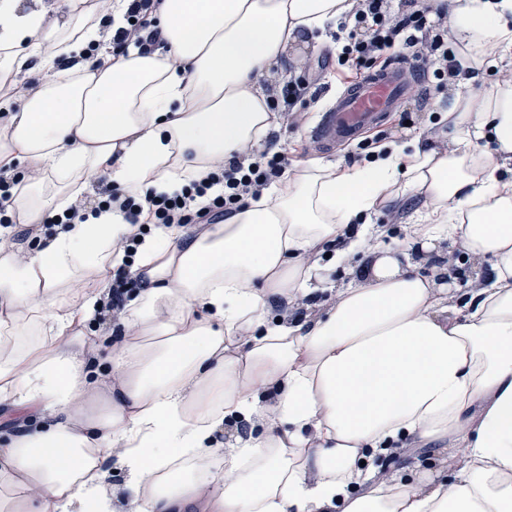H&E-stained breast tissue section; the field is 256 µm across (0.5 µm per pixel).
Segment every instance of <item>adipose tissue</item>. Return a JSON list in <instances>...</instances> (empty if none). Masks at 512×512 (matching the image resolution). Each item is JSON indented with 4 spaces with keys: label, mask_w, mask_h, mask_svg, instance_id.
Instances as JSON below:
<instances>
[{
    "label": "adipose tissue",
    "mask_w": 512,
    "mask_h": 512,
    "mask_svg": "<svg viewBox=\"0 0 512 512\" xmlns=\"http://www.w3.org/2000/svg\"><path fill=\"white\" fill-rule=\"evenodd\" d=\"M153 2L157 44L118 51L130 0H0V177L23 178L0 245V512H113L114 456L128 512H512V81L472 86L512 70V0H428L461 66L446 146L303 161L220 223L153 227L117 332L88 340L134 225L46 218L103 179L142 198L254 162L282 121L272 66L355 4ZM413 203L403 241L365 221ZM445 241L489 281L457 293ZM360 252L365 277L332 280ZM422 449L455 474L384 466Z\"/></svg>",
    "instance_id": "ef3b65f1"
}]
</instances>
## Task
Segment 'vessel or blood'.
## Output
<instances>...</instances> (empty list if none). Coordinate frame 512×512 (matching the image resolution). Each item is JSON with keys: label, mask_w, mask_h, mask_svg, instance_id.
Returning <instances> with one entry per match:
<instances>
[{"label": "vessel or blood", "mask_w": 512, "mask_h": 512, "mask_svg": "<svg viewBox=\"0 0 512 512\" xmlns=\"http://www.w3.org/2000/svg\"><path fill=\"white\" fill-rule=\"evenodd\" d=\"M420 73V67L407 60H392L367 73L323 113L313 131L315 142L331 146L357 139L366 127L382 122Z\"/></svg>", "instance_id": "vessel-or-blood-1"}]
</instances>
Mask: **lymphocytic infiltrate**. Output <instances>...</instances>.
I'll list each match as a JSON object with an SVG mask.
<instances>
[{"label":"lymphocytic infiltrate","mask_w":512,"mask_h":512,"mask_svg":"<svg viewBox=\"0 0 512 512\" xmlns=\"http://www.w3.org/2000/svg\"><path fill=\"white\" fill-rule=\"evenodd\" d=\"M426 13V8L421 6L409 13L392 11L391 0H356L352 11L355 27L345 49L348 61L355 68H364L401 40L411 48L416 59L432 66L435 77L442 79L457 73L459 65L448 52L447 25L437 21L435 34L425 35ZM285 165L284 156L268 149L249 166L229 161L172 193L136 198L105 187L95 207L99 210L118 207L133 221L145 210L157 224H213L239 208L247 197L259 196L262 189L282 181ZM217 185L222 188L218 194L213 191ZM138 245L139 237L135 234L117 242L116 248L123 252L126 263L112 273L108 296L97 311L99 321L117 319L126 295L138 288L139 281L127 266Z\"/></svg>","instance_id":"lymphocytic-infiltrate-1"}]
</instances>
